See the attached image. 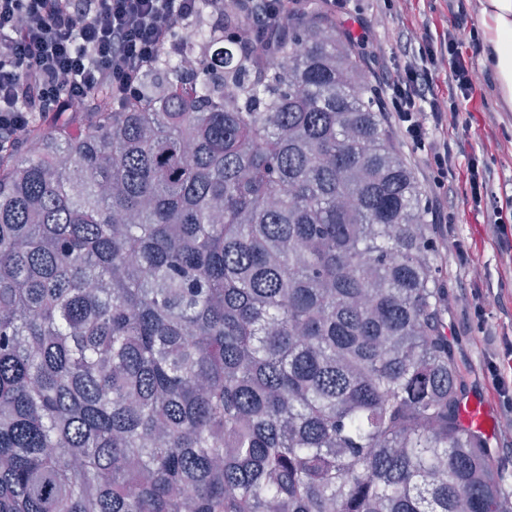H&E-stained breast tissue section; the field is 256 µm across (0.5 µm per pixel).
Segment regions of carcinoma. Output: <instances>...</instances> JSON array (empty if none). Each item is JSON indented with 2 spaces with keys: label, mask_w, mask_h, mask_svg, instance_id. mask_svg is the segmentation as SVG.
Listing matches in <instances>:
<instances>
[{
  "label": "carcinoma",
  "mask_w": 512,
  "mask_h": 512,
  "mask_svg": "<svg viewBox=\"0 0 512 512\" xmlns=\"http://www.w3.org/2000/svg\"><path fill=\"white\" fill-rule=\"evenodd\" d=\"M213 2L193 71L0 154V512H512L340 22L258 65Z\"/></svg>",
  "instance_id": "cac0c4a2"
}]
</instances>
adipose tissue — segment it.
Returning a JSON list of instances; mask_svg holds the SVG:
<instances>
[{"instance_id": "obj_1", "label": "adipose tissue", "mask_w": 512, "mask_h": 512, "mask_svg": "<svg viewBox=\"0 0 512 512\" xmlns=\"http://www.w3.org/2000/svg\"><path fill=\"white\" fill-rule=\"evenodd\" d=\"M486 52L506 101H512V0H490Z\"/></svg>"}]
</instances>
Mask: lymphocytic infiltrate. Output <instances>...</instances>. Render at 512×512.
<instances>
[{"instance_id":"obj_1","label":"lymphocytic infiltrate","mask_w":512,"mask_h":512,"mask_svg":"<svg viewBox=\"0 0 512 512\" xmlns=\"http://www.w3.org/2000/svg\"><path fill=\"white\" fill-rule=\"evenodd\" d=\"M243 46L269 59L292 0H251ZM200 12V0H0V150L13 147L33 113L66 112L95 89L115 108L139 100L141 81L160 54L176 52L179 33ZM403 63L384 59L382 109L397 138L425 156L421 171L435 204L448 197L457 160L441 131L465 128L459 107L475 89L474 68L460 50L456 27L404 36ZM459 92L441 106L434 89L440 70ZM489 168L472 160L462 201L492 208L490 228L503 273L512 275V199L489 205ZM512 421V318L498 322L480 365Z\"/></svg>"}]
</instances>
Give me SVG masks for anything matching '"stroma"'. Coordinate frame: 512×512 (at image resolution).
<instances>
[{"mask_svg":"<svg viewBox=\"0 0 512 512\" xmlns=\"http://www.w3.org/2000/svg\"><path fill=\"white\" fill-rule=\"evenodd\" d=\"M337 15L344 28L365 34V44L356 47L355 53L368 73L373 70V57L390 59L401 56L400 31H420L427 20L440 27L447 23L446 15L440 11H422L416 7L405 10L400 18L393 19L377 13L372 0H348L346 7L338 9ZM462 51L475 66L477 84L471 99L462 104L463 111L470 114L469 128L452 127L448 130V148L458 158L455 179L463 181L471 159L484 158L490 167L488 194L494 199L501 198L512 194V165H504L497 160L496 147L488 140L490 115L494 112L512 113V104L505 103L491 64L485 60L482 50L474 48L467 41ZM448 212L453 216V226L447 237L437 240L438 261L447 277L448 343L458 364L468 368L467 374L460 377L464 392L479 395L490 410L494 428L490 445L498 450L499 466L512 473V439L506 440L501 436L504 429L501 407L492 394L491 383L476 370L484 345L481 333L463 310L468 286L456 279L453 271L460 255H467L482 277L487 278L494 287L502 289L507 298L512 296V279L505 277L501 269L499 249L488 230L487 215L470 210L456 193L448 197Z\"/></svg>","mask_w":512,"mask_h":512,"instance_id":"stroma-1","label":"stroma"}]
</instances>
